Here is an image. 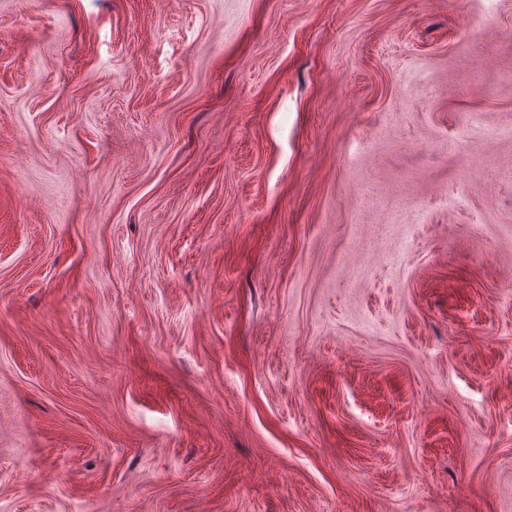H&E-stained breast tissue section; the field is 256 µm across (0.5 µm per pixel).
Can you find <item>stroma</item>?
I'll return each mask as SVG.
<instances>
[{
	"label": "stroma",
	"instance_id": "stroma-1",
	"mask_svg": "<svg viewBox=\"0 0 512 512\" xmlns=\"http://www.w3.org/2000/svg\"><path fill=\"white\" fill-rule=\"evenodd\" d=\"M0 512H512V0H0Z\"/></svg>",
	"mask_w": 512,
	"mask_h": 512
}]
</instances>
